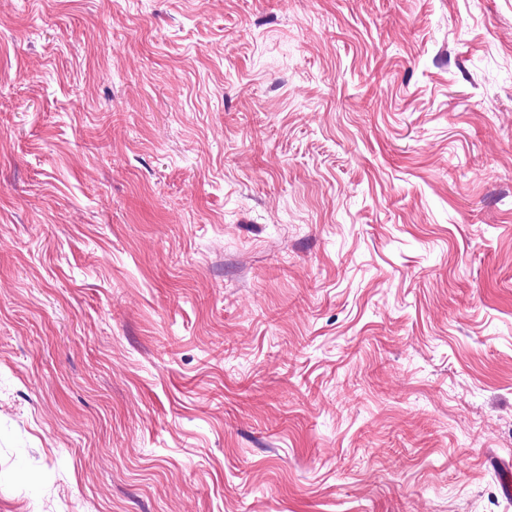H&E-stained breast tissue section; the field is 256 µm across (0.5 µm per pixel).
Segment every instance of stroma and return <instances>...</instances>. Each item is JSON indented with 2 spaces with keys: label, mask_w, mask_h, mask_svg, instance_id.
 Wrapping results in <instances>:
<instances>
[{
  "label": "stroma",
  "mask_w": 512,
  "mask_h": 512,
  "mask_svg": "<svg viewBox=\"0 0 512 512\" xmlns=\"http://www.w3.org/2000/svg\"><path fill=\"white\" fill-rule=\"evenodd\" d=\"M512 0H0V512H512Z\"/></svg>",
  "instance_id": "35a3bbf8"
}]
</instances>
